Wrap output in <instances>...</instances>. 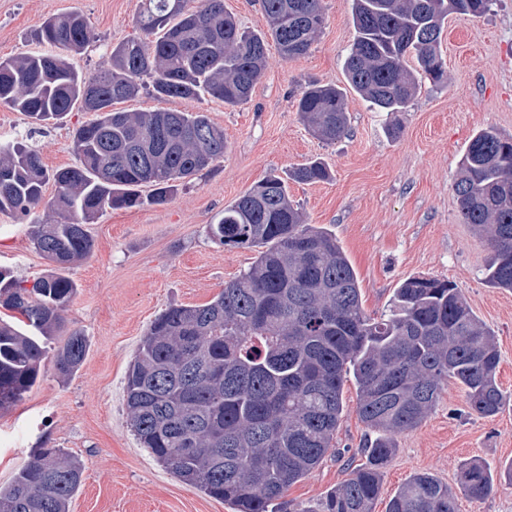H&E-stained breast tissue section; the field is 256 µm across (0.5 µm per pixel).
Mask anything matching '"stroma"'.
Segmentation results:
<instances>
[{
  "label": "stroma",
  "mask_w": 512,
  "mask_h": 512,
  "mask_svg": "<svg viewBox=\"0 0 512 512\" xmlns=\"http://www.w3.org/2000/svg\"><path fill=\"white\" fill-rule=\"evenodd\" d=\"M139 4L0 0V57L49 52L35 37L38 27L77 11L95 39L70 61L78 70H97L114 45L133 35ZM352 4L321 0L326 24L309 52L287 61L269 47L264 76L237 107L206 96L123 102L126 110L205 112L223 128L228 151L165 204L109 209L90 224L93 250L67 272L77 291L65 312L68 327L88 336V354L65 381L45 368L21 402L0 412V482L43 445L64 449L85 466L71 512H234L180 482L141 448L127 418L125 377L155 317L173 304L211 301L251 264L254 251L213 243L207 225L267 175L287 176L315 158L330 166L331 179L289 182V196L307 223L335 235L357 274L367 314L387 313L395 288L408 278L447 280L494 331L501 357L497 380L508 394L499 414L483 417L449 383L419 426L396 435L374 512H386L413 474H432L454 488L463 462L478 459L498 470L512 463V291L485 282L491 251L463 223L453 192L462 154L478 130L492 127L512 137V0H496L478 18H448L441 44L446 81L423 82L403 111L371 110L348 92V131L330 144L303 125L295 98L310 79L345 86V59L355 36ZM90 118L76 110L31 135L22 113L0 105V141L27 137L48 169L67 167L76 162L74 132ZM45 217L41 207L27 217L0 213V268L24 279L49 271L30 241L32 223ZM356 402V386L346 382L335 446L289 487L284 512H319L330 492L366 463L371 433L357 417Z\"/></svg>",
  "instance_id": "1"
}]
</instances>
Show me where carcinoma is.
Wrapping results in <instances>:
<instances>
[{"label": "carcinoma", "mask_w": 512, "mask_h": 512, "mask_svg": "<svg viewBox=\"0 0 512 512\" xmlns=\"http://www.w3.org/2000/svg\"><path fill=\"white\" fill-rule=\"evenodd\" d=\"M495 0H353L355 37L346 79L369 107L400 112L418 89L415 72L443 81L441 43L451 15L481 17ZM267 31L251 32L224 10V0H141L135 34L112 48L109 65L76 70L93 32L76 11L43 22L36 37L55 53L0 58V104L35 128L73 109L94 113L76 129L77 163L48 171L21 142H0V213L27 216L42 205L58 216L39 222L34 248L53 266L19 279L0 269V306L23 326L0 321V411L36 384L51 358L70 379L87 353V338L66 329L76 293L63 274L93 247L87 225L106 209L163 204L202 171L224 160V130L203 112L117 111L145 91L159 100L203 95L227 107L246 101L262 78L268 40L280 55H305L324 24L320 0H262ZM413 59L417 67L405 66ZM296 109L325 142L348 127L346 89L311 82ZM331 177L313 160L289 179ZM287 179V180H289ZM287 180L269 175L207 226L209 238L256 252L251 265L204 305H172L142 337L126 375V409L141 447L182 483L230 504L235 512H280L288 488L324 458L353 378L357 414L375 438L367 462L323 503L321 512H372L393 435L420 425L453 380L469 407L496 415L495 334L461 292L445 280L413 277L395 289L388 313L362 306L357 275L336 237L306 223ZM55 194L44 198L48 183ZM151 194L142 195V188ZM463 223L492 250L485 279L512 290V138L494 128L470 140L454 183ZM492 466L470 460L461 492L482 499L495 481ZM81 463L62 448H36L31 460L0 483V512H69L82 484ZM387 512H457V494L433 475L411 476Z\"/></svg>", "instance_id": "obj_1"}]
</instances>
